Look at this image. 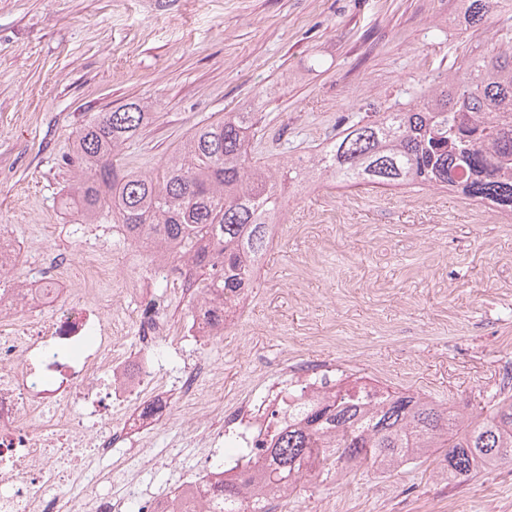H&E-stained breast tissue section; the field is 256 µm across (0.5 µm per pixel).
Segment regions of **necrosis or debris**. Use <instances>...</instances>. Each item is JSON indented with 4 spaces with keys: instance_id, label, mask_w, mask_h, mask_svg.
Returning <instances> with one entry per match:
<instances>
[{
    "instance_id": "1",
    "label": "necrosis or debris",
    "mask_w": 512,
    "mask_h": 512,
    "mask_svg": "<svg viewBox=\"0 0 512 512\" xmlns=\"http://www.w3.org/2000/svg\"><path fill=\"white\" fill-rule=\"evenodd\" d=\"M153 273L183 278L195 314L182 325L166 321L159 304L138 307V351H128L113 321L119 300L140 298L139 281L127 275L105 288L107 259L86 262L82 287L61 292L58 281L71 260L48 255L29 282L0 289V512H217L219 480L250 479L253 497L267 512H283V493L269 490L258 472L288 409L317 403L344 383L335 370L281 364L279 388L267 376L235 398L224 397V374L198 358L179 376L159 361V343L190 336L209 345L223 341L234 323L224 303L200 287L189 267H175L173 252L152 257ZM177 404L193 436L196 466L179 472L175 493L143 491L121 470L93 468L127 442L139 443V466L159 453L145 433L148 414ZM107 481L109 490L93 492Z\"/></svg>"
}]
</instances>
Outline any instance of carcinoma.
<instances>
[{
    "instance_id": "cac0c4a2",
    "label": "carcinoma",
    "mask_w": 512,
    "mask_h": 512,
    "mask_svg": "<svg viewBox=\"0 0 512 512\" xmlns=\"http://www.w3.org/2000/svg\"><path fill=\"white\" fill-rule=\"evenodd\" d=\"M512 0H457L466 30L487 28ZM152 119L149 105L99 112L77 132L65 165L77 170L66 196L87 224L122 225L142 247L175 244L206 288L228 303L252 287L257 260L282 215L285 183L460 191L512 213V29L486 49H468L448 77L394 112L366 115L308 163L265 165L251 146L262 138L255 112H226L196 127L155 174L125 169L121 155ZM444 449L443 471L462 483L512 466V395L489 416L460 425L439 404L388 391L376 403L349 391L301 411L280 430L266 480L288 488L309 464L390 469ZM247 483L226 481L223 512H241Z\"/></svg>"
}]
</instances>
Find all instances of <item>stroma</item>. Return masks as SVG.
<instances>
[{
  "label": "stroma",
  "instance_id": "stroma-1",
  "mask_svg": "<svg viewBox=\"0 0 512 512\" xmlns=\"http://www.w3.org/2000/svg\"><path fill=\"white\" fill-rule=\"evenodd\" d=\"M511 22L466 32L455 0H0V227L22 251L70 254L63 287L99 254L135 269L169 321L188 320L186 298L168 300L173 281L152 275L120 225L61 204L64 158L95 113L150 103L123 162L154 173L197 125L255 112L265 135L253 156L274 164L404 107ZM287 194L223 342L160 354L223 368L228 398L291 359L488 415L512 389V215L428 188L315 181ZM441 460L301 479L288 512H512V466L458 484Z\"/></svg>",
  "mask_w": 512,
  "mask_h": 512
}]
</instances>
